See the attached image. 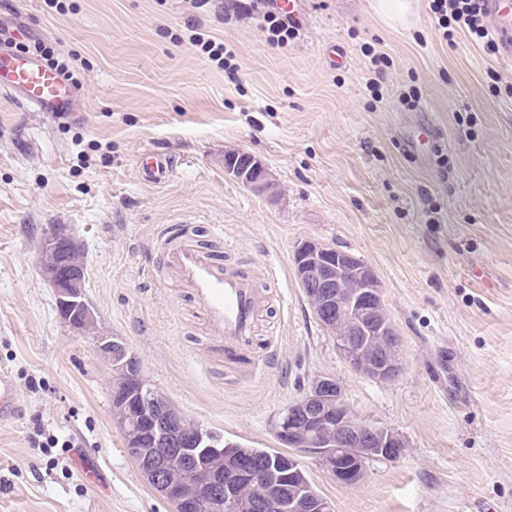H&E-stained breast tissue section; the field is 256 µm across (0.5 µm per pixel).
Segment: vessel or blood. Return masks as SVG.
I'll use <instances>...</instances> for the list:
<instances>
[{
	"mask_svg": "<svg viewBox=\"0 0 512 512\" xmlns=\"http://www.w3.org/2000/svg\"><path fill=\"white\" fill-rule=\"evenodd\" d=\"M488 9L493 27L512 41V7L506 0H488ZM0 91L13 95L24 108L57 116L69 111L73 86L38 60L0 49ZM173 163L166 152L147 151L144 180L162 183ZM210 235L208 244L186 233L170 235L163 261L187 289L225 360L259 366L252 346L259 317L269 302L268 291L261 287L258 272L224 261L219 253L221 229L211 227ZM20 409V393L12 376L0 371V423L12 420Z\"/></svg>",
	"mask_w": 512,
	"mask_h": 512,
	"instance_id": "obj_1",
	"label": "vessel or blood"
}]
</instances>
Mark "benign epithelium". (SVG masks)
Here are the masks:
<instances>
[{
	"label": "benign epithelium",
	"instance_id": "benign-epithelium-1",
	"mask_svg": "<svg viewBox=\"0 0 512 512\" xmlns=\"http://www.w3.org/2000/svg\"><path fill=\"white\" fill-rule=\"evenodd\" d=\"M224 171L257 194L270 188L265 166L253 156L224 155ZM45 249H75L78 242L65 224H52L42 238ZM292 262L316 319L333 335L336 350L354 371L389 381L401 370L399 360L383 349L382 338L394 336L381 311L379 281L362 260L314 240L297 245ZM56 296L60 317L79 330L95 320L85 297V271L69 267L44 274ZM345 316L347 330L336 331L334 317ZM96 352L114 369L131 378V385L112 393L114 424L125 441L127 455L148 483L171 503L175 512H334L298 468L297 453L315 456L317 463L337 483L355 486L366 476V462L373 458H398L405 448L402 436L388 428L362 421L351 414L339 381L321 375L306 394L289 405L274 422L276 438L292 448L277 460L290 482V493L279 491L264 473L242 468L248 453L234 444L213 438L196 424V433L182 437L174 424L180 419L168 402L149 396V380L139 359L122 339L99 336ZM224 457L226 470H213L209 461ZM188 469L183 485L170 481L174 464ZM251 482L255 500L246 504L234 494L236 484Z\"/></svg>",
	"mask_w": 512,
	"mask_h": 512
}]
</instances>
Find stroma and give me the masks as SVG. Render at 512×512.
Listing matches in <instances>:
<instances>
[{
    "label": "stroma",
    "instance_id": "1",
    "mask_svg": "<svg viewBox=\"0 0 512 512\" xmlns=\"http://www.w3.org/2000/svg\"><path fill=\"white\" fill-rule=\"evenodd\" d=\"M374 2L304 0L305 25L274 49L267 0L250 12L233 0H65L62 14L0 0V27L59 45L77 88L62 119L0 93V369L23 400L0 425V512H173L125 453L100 335L122 338L188 420L250 448L279 449L277 416L316 376L335 377L355 416L406 446L350 487L299 455L334 512H512V97L486 75L512 85V62L461 34L441 41L429 0L407 28ZM192 26L233 48L234 72L185 43ZM373 52L392 60L378 98ZM426 120L439 141L422 163L403 131ZM152 148L177 159L158 185L140 177ZM230 152L261 160L268 193L225 174ZM53 224L85 254L90 330L59 317L42 275ZM213 224L225 259L271 287L255 371L212 349L163 263L170 230L203 240ZM305 240L375 272L399 340L395 379L339 356L294 273Z\"/></svg>",
    "mask_w": 512,
    "mask_h": 512
}]
</instances>
